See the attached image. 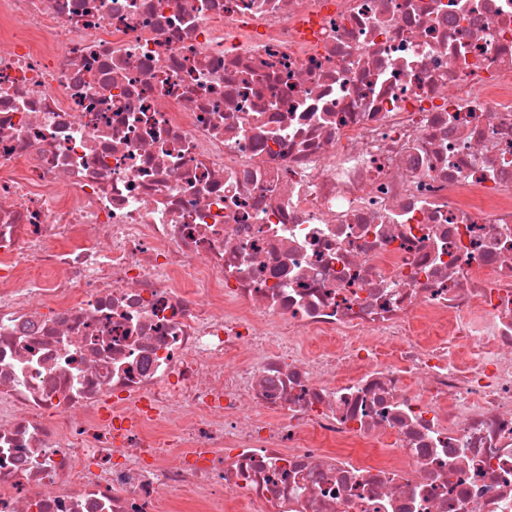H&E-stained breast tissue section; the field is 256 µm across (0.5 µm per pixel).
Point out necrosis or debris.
Masks as SVG:
<instances>
[{"label":"necrosis or debris","instance_id":"1","mask_svg":"<svg viewBox=\"0 0 512 512\" xmlns=\"http://www.w3.org/2000/svg\"><path fill=\"white\" fill-rule=\"evenodd\" d=\"M512 512V0H0V512Z\"/></svg>","mask_w":512,"mask_h":512}]
</instances>
